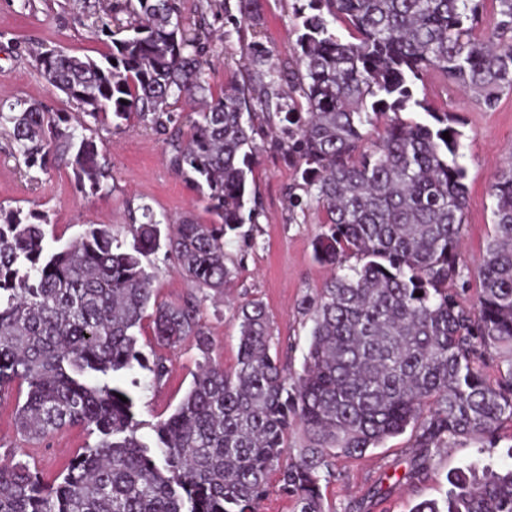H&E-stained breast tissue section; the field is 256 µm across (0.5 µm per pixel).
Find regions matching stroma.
Returning a JSON list of instances; mask_svg holds the SVG:
<instances>
[{
	"mask_svg": "<svg viewBox=\"0 0 512 512\" xmlns=\"http://www.w3.org/2000/svg\"><path fill=\"white\" fill-rule=\"evenodd\" d=\"M113 0H0V104L16 101L38 103L51 112L77 115L76 105L64 94L51 90L37 70L34 51L58 48L95 59L110 51V37L98 34ZM259 29L244 28L211 47L203 58L205 76L213 92L224 88L226 78L240 69V45L253 38L269 47L274 59L286 63L294 55L292 0H262ZM415 95L436 109H448L463 122L464 138L459 163L466 171L468 203L462 230L461 278L477 290V263L494 233V199L490 186L500 167L512 158V92L503 94L496 110L487 111L475 99L459 91H445L437 75L416 84ZM94 134L103 146L108 177L102 192L82 187L68 156L57 155L48 171L26 168L12 155L11 143L0 134V207L7 210H38L46 214V242L59 247L90 228L112 226L124 244H132L130 216H141L150 206L156 219L211 220L203 202L166 162L167 146L150 127L131 121L114 127L111 121L97 124ZM296 175L287 157L269 142H262L253 170L254 185L263 211L256 223L242 224L227 252L234 272L230 300L206 298L200 321L214 339L213 361L225 371L237 365L238 326L234 303L261 301L273 324L274 350L279 360L301 371L309 346L311 323L299 304L314 295L330 276L329 267L314 257L313 245L323 232V213L316 209L288 208V188ZM158 301L181 302L193 289L163 254L154 259ZM139 348L145 356L165 358L168 374L159 384L149 382L147 371L134 369L124 382L138 380L133 390L137 401L138 431L143 440L154 439V426L178 406L189 388L200 360L192 342L174 348L157 347L151 326H143ZM26 386L12 384L0 391V461L13 459L36 466L46 479H54L70 459L94 443L93 435L80 426H67L40 442L18 434L14 410L26 399ZM414 429L369 449L359 458H342L336 477L322 487L331 512H410L420 501L445 502L452 489L450 475L467 470L484 458L495 466L512 463V425H503L494 447L482 440L463 439L449 448H432L427 471L420 479H408L419 462Z\"/></svg>",
	"mask_w": 512,
	"mask_h": 512,
	"instance_id": "obj_1",
	"label": "stroma"
}]
</instances>
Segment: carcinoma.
I'll return each instance as SVG.
<instances>
[{"instance_id": "obj_1", "label": "carcinoma", "mask_w": 512, "mask_h": 512, "mask_svg": "<svg viewBox=\"0 0 512 512\" xmlns=\"http://www.w3.org/2000/svg\"><path fill=\"white\" fill-rule=\"evenodd\" d=\"M224 2V24H259L261 0H236L235 14ZM484 2L294 0L292 60L275 64L262 42L246 43L242 58L269 82L255 89L234 77L217 96L203 69L210 28L203 16L176 18V0L113 5L101 26L112 51L99 60L35 53L48 86L77 104L82 129H90L86 116L110 117L117 128L136 117L163 136L170 168L214 220L163 232L145 205L129 250L103 225L48 251L44 213L0 209V389L27 385L17 431L38 441L64 426L97 435L51 481L27 462L1 461L0 512H256L273 475L293 512H326L321 485L335 477L336 460L409 427L420 448L461 438L494 447L512 423V160L491 186L494 235L467 308L453 288L467 207L463 133L413 91L430 70L487 110L512 91V0H497L486 35L478 33ZM337 22L354 41L336 34ZM186 98L202 109L184 133L171 101ZM417 108L434 123L400 116ZM278 120L288 123L278 147L298 178L289 208L303 207L301 189L323 211L327 231L314 256L336 273L301 302L313 323L301 372L272 355V327L256 299L236 306L237 368L226 372L200 324L204 291L224 293L233 277L227 235L261 214L248 187L255 136ZM0 128L26 168L44 172L71 150L78 182L103 190V149L77 137L69 120L18 102L0 109ZM162 248L195 286L179 304L158 301L153 288L149 268ZM351 254L362 264L346 265ZM147 317L158 345L190 338L202 358L150 443L137 436L135 399L121 381L136 366L154 384L168 373L164 358L151 361L138 347ZM493 349L507 361L494 380L484 371ZM297 424L308 445L294 453L288 434ZM411 512H512V467L458 475L444 506L423 501Z\"/></svg>"}]
</instances>
